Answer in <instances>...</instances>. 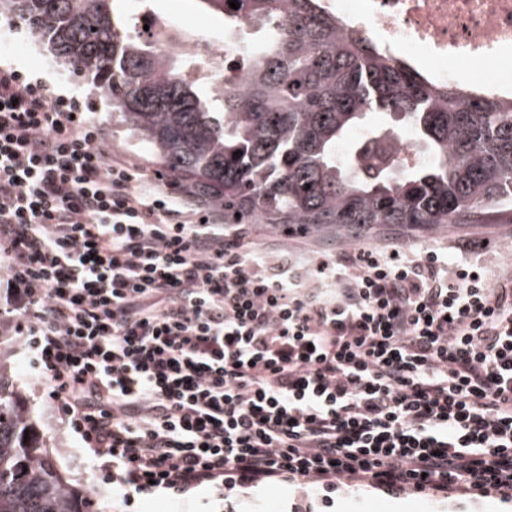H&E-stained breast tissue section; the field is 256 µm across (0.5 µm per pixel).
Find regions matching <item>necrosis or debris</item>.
Here are the masks:
<instances>
[{
	"label": "necrosis or debris",
	"instance_id": "obj_1",
	"mask_svg": "<svg viewBox=\"0 0 512 512\" xmlns=\"http://www.w3.org/2000/svg\"><path fill=\"white\" fill-rule=\"evenodd\" d=\"M336 15L406 52L433 83L512 100V0H336ZM148 23L162 54L187 60V77L239 85L242 43L205 45L171 20L152 17ZM452 59L487 73L488 82L472 87L466 74L449 68Z\"/></svg>",
	"mask_w": 512,
	"mask_h": 512
}]
</instances>
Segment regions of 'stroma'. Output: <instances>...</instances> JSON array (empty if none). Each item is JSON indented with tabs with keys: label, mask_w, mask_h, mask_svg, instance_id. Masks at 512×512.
Here are the masks:
<instances>
[{
	"label": "stroma",
	"mask_w": 512,
	"mask_h": 512,
	"mask_svg": "<svg viewBox=\"0 0 512 512\" xmlns=\"http://www.w3.org/2000/svg\"><path fill=\"white\" fill-rule=\"evenodd\" d=\"M149 10L153 14L193 25L205 38L220 40L229 34L254 44L264 39V32L257 25L241 30L228 29L223 16L206 12L197 0H151ZM0 55L10 58L25 73L55 84L59 92L81 98L104 127L113 155L143 164L148 173L160 174L162 182H169V175L163 174L150 148L137 139L121 114L111 111L106 101L93 91L84 78L51 65L46 46L17 19L3 13L0 14ZM254 234L257 240L274 248L287 241L312 251L336 249L353 240L372 246H384L395 241L406 245H449L462 239L480 238L489 242L485 260L493 272H500L507 265H512V216L507 214L499 216L493 224H436L424 228L382 225L346 231L332 224H323L307 229L305 235L290 238L285 237L282 227L260 224L256 226ZM12 358L15 384L26 397L37 427L47 434L60 469L70 477L72 483L96 490L100 512H183L187 507L192 512H293V504L307 494L304 486L284 485L229 503L202 491L188 505L163 495L125 504L113 497L112 486L103 479L97 464L82 448L66 421L47 404L44 384L30 370L21 347L13 348ZM329 512H512V503L501 502L495 497L463 499L455 495L423 494L395 497L363 488L338 492Z\"/></svg>",
	"instance_id": "stroma-1"
}]
</instances>
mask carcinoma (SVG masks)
<instances>
[{
	"instance_id": "obj_1",
	"label": "carcinoma",
	"mask_w": 512,
	"mask_h": 512,
	"mask_svg": "<svg viewBox=\"0 0 512 512\" xmlns=\"http://www.w3.org/2000/svg\"><path fill=\"white\" fill-rule=\"evenodd\" d=\"M264 40L231 91L127 32L125 0H0L91 80L186 190L259 224H490L512 211V102L430 82L321 0H199ZM381 117L374 124L370 117ZM426 160L408 165L403 131ZM0 325V512H98L71 484L10 377Z\"/></svg>"
}]
</instances>
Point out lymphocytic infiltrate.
Here are the masks:
<instances>
[{
  "label": "lymphocytic infiltrate",
  "instance_id": "obj_1",
  "mask_svg": "<svg viewBox=\"0 0 512 512\" xmlns=\"http://www.w3.org/2000/svg\"><path fill=\"white\" fill-rule=\"evenodd\" d=\"M186 198L0 62V321L113 494L512 502V273L485 241L274 263Z\"/></svg>",
  "mask_w": 512,
  "mask_h": 512
}]
</instances>
